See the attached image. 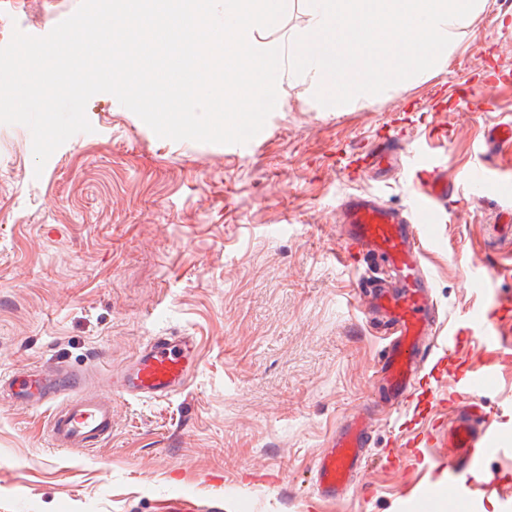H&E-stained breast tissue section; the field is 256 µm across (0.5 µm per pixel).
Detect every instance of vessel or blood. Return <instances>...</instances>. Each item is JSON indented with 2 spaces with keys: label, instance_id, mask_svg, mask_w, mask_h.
Segmentation results:
<instances>
[{
  "label": "vessel or blood",
  "instance_id": "obj_1",
  "mask_svg": "<svg viewBox=\"0 0 512 512\" xmlns=\"http://www.w3.org/2000/svg\"><path fill=\"white\" fill-rule=\"evenodd\" d=\"M411 206L395 209L378 197L352 195L342 204L346 238L344 255L359 264L373 260L358 280L371 311L384 320V345L377 374L380 403L399 407L408 400L431 357L426 345L436 334L438 311L432 284L421 262L424 237L432 236L441 209L454 192L445 165L423 161ZM477 341L495 354L502 340L494 309L470 318ZM197 366L195 340L187 335L151 337L135 359L118 372L93 383L89 373L63 364L0 375V402L46 413L45 431L51 447L89 451L112 436V398L164 400L179 393ZM493 384L491 369L470 374L460 392L453 421L436 428L439 447L449 449L448 465L476 467L498 444L492 421L479 396ZM372 419L360 414L337 432L314 469V484L325 497L349 491L353 477L366 465Z\"/></svg>",
  "mask_w": 512,
  "mask_h": 512
}]
</instances>
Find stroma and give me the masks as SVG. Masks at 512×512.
<instances>
[{"instance_id":"35a3bbf8","label":"stroma","mask_w":512,"mask_h":512,"mask_svg":"<svg viewBox=\"0 0 512 512\" xmlns=\"http://www.w3.org/2000/svg\"><path fill=\"white\" fill-rule=\"evenodd\" d=\"M80 0H0V46L47 35ZM93 130L34 172L26 126L0 124V372L61 361L118 370L150 337L189 334L197 367L163 401L113 397L112 437L89 454L50 447L41 410L0 406V512H414L425 481L463 512H512V357L481 401L502 454L460 479L443 451L398 462L484 357L466 322L500 305L512 343V149L484 131L512 120V0H494L447 64L370 101L321 111L284 81L249 145L161 138L115 96L86 106ZM395 137L447 164L455 193L425 246L439 349L403 407L381 410L368 465L342 500L312 501L329 437L376 393L382 345L356 267L341 257L338 207L369 194L404 209L414 171L364 173L359 154ZM488 167L472 193L468 175ZM500 267L469 284L472 259Z\"/></svg>"}]
</instances>
